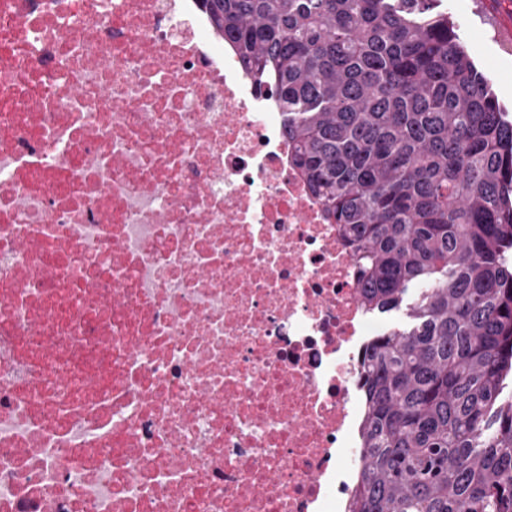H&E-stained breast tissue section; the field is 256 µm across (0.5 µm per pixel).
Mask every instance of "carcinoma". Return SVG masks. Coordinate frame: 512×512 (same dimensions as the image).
Segmentation results:
<instances>
[{
  "label": "carcinoma",
  "instance_id": "1",
  "mask_svg": "<svg viewBox=\"0 0 512 512\" xmlns=\"http://www.w3.org/2000/svg\"><path fill=\"white\" fill-rule=\"evenodd\" d=\"M373 314L349 512H512V121L439 0H202Z\"/></svg>",
  "mask_w": 512,
  "mask_h": 512
}]
</instances>
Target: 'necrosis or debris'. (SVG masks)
<instances>
[{
	"instance_id": "obj_1",
	"label": "necrosis or debris",
	"mask_w": 512,
	"mask_h": 512,
	"mask_svg": "<svg viewBox=\"0 0 512 512\" xmlns=\"http://www.w3.org/2000/svg\"><path fill=\"white\" fill-rule=\"evenodd\" d=\"M360 292L201 0H0V512H346Z\"/></svg>"
}]
</instances>
